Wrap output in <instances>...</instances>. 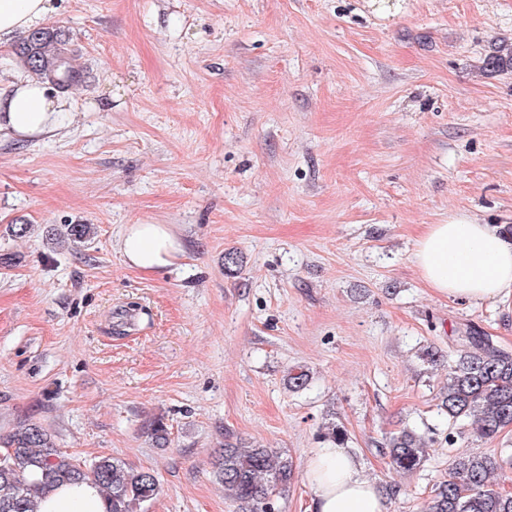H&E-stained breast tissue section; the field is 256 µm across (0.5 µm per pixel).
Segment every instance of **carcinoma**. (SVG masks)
<instances>
[{
    "mask_svg": "<svg viewBox=\"0 0 512 512\" xmlns=\"http://www.w3.org/2000/svg\"><path fill=\"white\" fill-rule=\"evenodd\" d=\"M17 60L32 78L67 92L81 85L83 73L73 66L60 32L52 27L34 29L15 46ZM481 70H512V42L503 39L482 61ZM459 349L448 356V386L438 394L437 416L445 423L472 420L475 433L484 439L497 437L512 427V351L499 346L492 336L467 325L457 336ZM309 371L290 370L293 390L309 386ZM321 438L347 446L346 430L333 424ZM433 439L405 426L381 447L390 468L416 471L427 460ZM499 463L469 454L457 457L427 503L425 512H512V494L498 491L489 478ZM219 480L240 512H276L274 497L291 483L293 461L269 448L251 445L224 430V451L216 463ZM87 481L104 492L105 512H147L160 493L157 477L149 469L133 468L110 457L82 466L55 447L42 425L21 421L0 438V512H36L37 500L62 485Z\"/></svg>",
    "mask_w": 512,
    "mask_h": 512,
    "instance_id": "1",
    "label": "carcinoma"
}]
</instances>
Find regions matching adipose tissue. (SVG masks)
Masks as SVG:
<instances>
[{
	"instance_id": "1",
	"label": "adipose tissue",
	"mask_w": 512,
	"mask_h": 512,
	"mask_svg": "<svg viewBox=\"0 0 512 512\" xmlns=\"http://www.w3.org/2000/svg\"><path fill=\"white\" fill-rule=\"evenodd\" d=\"M51 12L52 0H0V45L26 34ZM64 107L45 83H15L0 96V129L20 138L45 133L58 126ZM117 248L128 267L145 274L171 266L184 252L168 224L127 225ZM412 260L438 295L474 303L512 300V242L469 215L427 225ZM307 477L308 512H389L385 495L347 449H318L307 462ZM38 512H104V499L94 485H64L42 498Z\"/></svg>"
}]
</instances>
